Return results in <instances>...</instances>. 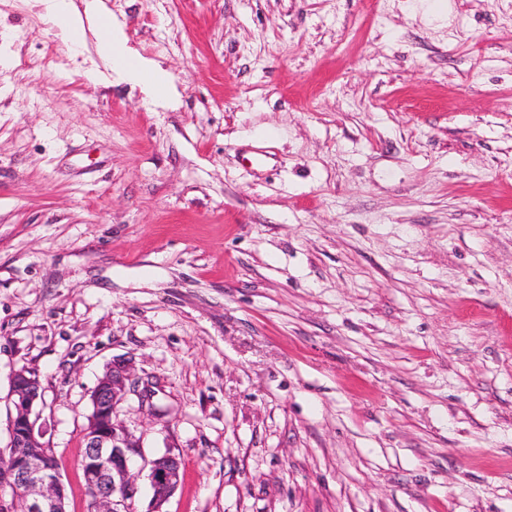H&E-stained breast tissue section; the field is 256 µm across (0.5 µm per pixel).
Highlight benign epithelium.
Instances as JSON below:
<instances>
[{"label":"benign epithelium","mask_w":512,"mask_h":512,"mask_svg":"<svg viewBox=\"0 0 512 512\" xmlns=\"http://www.w3.org/2000/svg\"><path fill=\"white\" fill-rule=\"evenodd\" d=\"M150 400L139 390L134 369L112 364L90 395L92 411L83 431L81 469L92 489L86 512H132L139 474L131 469L142 456L139 440L113 420L116 405L127 395ZM42 399L38 377L27 370L11 380L8 451L0 449V512H66L67 488L54 449L42 442L35 408ZM155 508L174 495L183 478L182 460L173 451L144 461Z\"/></svg>","instance_id":"7a95c632"}]
</instances>
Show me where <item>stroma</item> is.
<instances>
[{"label": "stroma", "mask_w": 512, "mask_h": 512, "mask_svg": "<svg viewBox=\"0 0 512 512\" xmlns=\"http://www.w3.org/2000/svg\"><path fill=\"white\" fill-rule=\"evenodd\" d=\"M103 2L177 110L0 0V448L84 512L122 360L162 512H512V0ZM42 399L38 377L17 371L11 380L7 456L0 448L2 512H66L67 488L55 452L42 442L35 408Z\"/></svg>", "instance_id": "1"}]
</instances>
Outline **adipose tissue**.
Here are the masks:
<instances>
[{
    "instance_id": "1",
    "label": "adipose tissue",
    "mask_w": 512,
    "mask_h": 512,
    "mask_svg": "<svg viewBox=\"0 0 512 512\" xmlns=\"http://www.w3.org/2000/svg\"><path fill=\"white\" fill-rule=\"evenodd\" d=\"M46 14L59 24L61 41L78 50L86 43V20L102 14L101 0H40ZM123 26L115 21L104 22L98 35L97 53L109 64L108 71L98 66L87 70L90 79L99 82L119 81L138 88L147 101L155 106L172 109L177 104V92L168 72L159 62L132 54L126 46Z\"/></svg>"
}]
</instances>
